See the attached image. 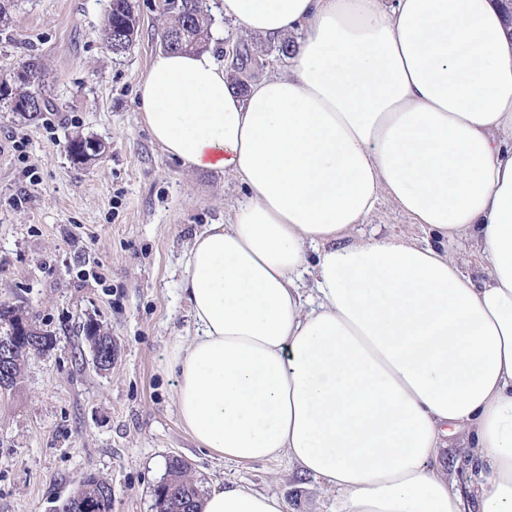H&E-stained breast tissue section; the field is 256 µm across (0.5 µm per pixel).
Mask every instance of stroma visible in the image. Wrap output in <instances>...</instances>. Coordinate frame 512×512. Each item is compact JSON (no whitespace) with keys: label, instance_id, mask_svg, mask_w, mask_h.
<instances>
[{"label":"stroma","instance_id":"1","mask_svg":"<svg viewBox=\"0 0 512 512\" xmlns=\"http://www.w3.org/2000/svg\"><path fill=\"white\" fill-rule=\"evenodd\" d=\"M0 1V71L34 55L55 78L37 120L0 101V301L54 336L0 390V512H60L90 474L110 482L112 512H155L172 455L190 462L201 492L235 483L288 512H336L335 489L287 458L225 460L178 421L165 364L175 337L193 329L181 259L195 233L224 223L243 187L229 173L183 168L141 121L137 87L171 20L164 0H133L139 31L122 56L99 36L108 0ZM219 5L208 0L206 48L233 83L286 70L276 41L231 34ZM76 134L103 151L78 163L67 148ZM90 322L112 333L109 371L93 363Z\"/></svg>","mask_w":512,"mask_h":512}]
</instances>
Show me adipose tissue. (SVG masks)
<instances>
[{
	"label": "adipose tissue",
	"mask_w": 512,
	"mask_h": 512,
	"mask_svg": "<svg viewBox=\"0 0 512 512\" xmlns=\"http://www.w3.org/2000/svg\"><path fill=\"white\" fill-rule=\"evenodd\" d=\"M506 0H222L235 31L297 34L288 71L230 85L158 55L142 119L184 168L235 175L181 265V424L236 462L281 455L338 512H512V28ZM430 235L365 237L381 200ZM490 273L474 282L450 242ZM473 435L472 505L431 467ZM203 512H286L240 486Z\"/></svg>",
	"instance_id": "ef3b65f1"
}]
</instances>
